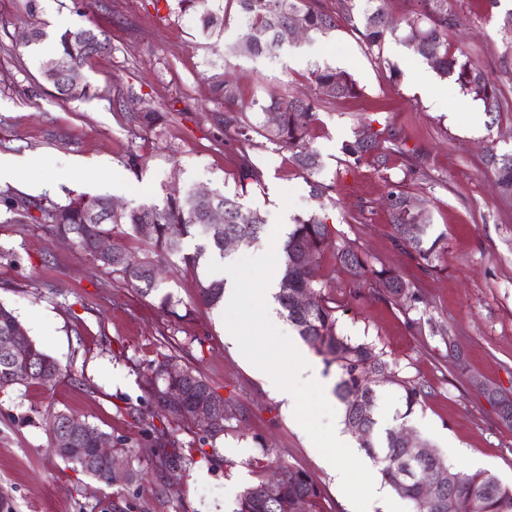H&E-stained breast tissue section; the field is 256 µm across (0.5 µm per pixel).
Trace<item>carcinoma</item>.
Wrapping results in <instances>:
<instances>
[{
    "label": "carcinoma",
    "instance_id": "1",
    "mask_svg": "<svg viewBox=\"0 0 512 512\" xmlns=\"http://www.w3.org/2000/svg\"><path fill=\"white\" fill-rule=\"evenodd\" d=\"M210 2L178 0L180 11L196 14L200 32L205 36L224 29V11L213 8ZM232 2L237 6L242 27L234 51L250 55H275L284 44L279 34L288 28L299 29L306 36H326L336 30V22L339 20L351 25L372 53L380 51L386 38L396 34V27L383 11L379 0H336L331 10L324 6L322 0ZM417 4L418 11L406 20L404 39L414 45L417 53L441 78H451L462 93L481 102L484 112L494 114L501 111L497 88L485 70L462 49L450 50L448 32L463 25L450 0H417ZM104 48L105 40L101 34L90 28L66 30L57 39L53 53L42 62L43 80L62 98L87 97L89 85L67 82L59 64L80 68ZM310 81L315 89L311 96L287 94L272 97L267 102L257 99L245 101L235 87L224 79V75L216 73L210 77L211 100L223 109L217 121L224 129L226 140L253 147L254 135L263 137L276 149L288 153L289 161L313 178L312 191L317 198L331 200L336 193V184L315 179L322 168V161L320 155L307 146L306 138L324 104L338 98L355 97L361 93V88L350 73L328 65L318 66L311 71ZM166 118L167 112L162 109L132 111L129 122L133 128L149 133ZM342 151L353 159L356 166L368 157H374L379 170L385 169L390 154H406L403 144L397 141L394 134L376 130L367 121L360 122L353 129L352 137L343 143ZM484 161L497 179L501 198L511 202L512 152L499 153L491 146ZM123 163L128 170L138 175L144 169L145 158L139 150L131 149L125 154ZM254 184H260V173L246 157L239 169L241 193L247 192ZM239 197L240 193L229 196L221 191L212 193L211 199L207 201L192 193L184 196L167 195L157 202L114 209L112 214L106 215L99 223L94 221V215L106 211L108 198L105 196L80 194L65 204L19 201L7 197L3 199V205L6 211L13 214V221L21 223L26 219L42 220L51 225L54 233L72 238L91 256L94 255L92 237H110L119 228L139 236L141 225H152V232L146 236L153 246L151 253L137 258L125 248L115 245L112 257L96 258L104 269L136 288L142 295L150 296L159 290L157 271L167 256L177 255L184 265L195 268L206 253H224V236L228 233L235 234L242 245H248L259 237L264 231L265 219L255 211L250 213L249 223H241ZM33 208L40 212V216L31 214ZM213 208L223 210V223H209V212ZM387 208L395 241L421 269H434V262L445 251L444 237L440 234L430 239L425 231L420 234L407 233V226L423 225L425 218L418 199L407 190L405 180L389 182ZM197 229L202 231L205 241L197 245L194 252H183L184 239L194 236ZM330 247L333 248L336 262L348 268L354 280L378 288L386 297L399 298L400 287L406 285L407 281L392 270L376 268L370 256L349 241L335 240V232L325 217L316 211L297 218L283 244L277 300L302 340L325 356L327 364H336L339 375L334 393L344 405L347 431L356 437L360 448L378 464L384 483L412 504L413 512H454V501L458 498L470 500L473 512H512V487L486 471H458V479L453 488L429 496V478L451 468L447 459L441 455L419 461L410 477L403 479L399 476L401 463L408 451L399 436V428L379 431L377 387L388 384L403 390L404 419L422 405L427 392L421 384L399 376L398 371L382 359L374 345L355 342L338 332L336 296L318 274V258ZM311 256L315 261H309ZM304 289L310 291L315 300L308 308L299 309L294 304V296ZM197 301L210 308L218 306L224 301V280L206 278L198 281ZM158 306L163 313L177 321L191 316L188 307L184 313L178 312L177 303L169 293L159 296ZM18 325L20 321L14 311L0 304V336L10 334ZM20 349L24 350V354L0 353L1 391L15 385H53L59 380V364L29 336L22 337ZM175 359L174 355L163 354L155 362L148 390L151 399L161 404L165 402L168 391L176 388L181 390L184 401L180 406L172 408L169 416L176 421L195 423L196 401L206 395L213 400L211 421H203L201 425L212 438L224 433V398L188 366L176 375L169 373L167 365ZM365 400L372 405V417L364 421L361 406ZM55 419L60 429L68 430L69 423H78V434L70 446L63 449L53 446L54 453L85 474L110 484L108 461L119 453V449L109 439L96 443L95 437L101 431L72 414L59 411ZM361 421L366 423V430L359 434L355 426ZM279 470L285 474L286 482L278 497L265 499L266 481L261 480L243 490L238 512H294V503L300 498L305 499L311 512H316L321 490L313 477L305 471L286 466L279 467Z\"/></svg>",
    "mask_w": 512,
    "mask_h": 512
}]
</instances>
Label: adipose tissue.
Masks as SVG:
<instances>
[{
  "label": "adipose tissue",
  "mask_w": 512,
  "mask_h": 512,
  "mask_svg": "<svg viewBox=\"0 0 512 512\" xmlns=\"http://www.w3.org/2000/svg\"><path fill=\"white\" fill-rule=\"evenodd\" d=\"M278 288L276 279H269L256 294L261 308V320L245 319L238 307L242 283L237 277H228L224 289V340L237 352L243 362L261 378L267 388L281 401L284 411L295 414L297 394L288 382L277 379L272 373L273 361L269 354L257 351L251 338L259 332L261 324L273 323L277 313L273 303V295Z\"/></svg>",
  "instance_id": "obj_1"
}]
</instances>
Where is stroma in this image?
Wrapping results in <instances>:
<instances>
[{
	"label": "stroma",
	"instance_id": "1",
	"mask_svg": "<svg viewBox=\"0 0 512 512\" xmlns=\"http://www.w3.org/2000/svg\"><path fill=\"white\" fill-rule=\"evenodd\" d=\"M452 4L463 26L449 33L450 46L464 47L508 104L496 117L482 116L476 132L470 124L479 104L452 80L437 79L441 101L417 92L415 75L427 63L399 36L374 54L342 25L329 36L287 44L275 57H255L233 49L241 28L230 0L223 32L209 37L176 0H38L34 13L29 0H0V152L43 159L39 169L0 185V198L28 199V181L51 184L48 198L60 204L79 193L118 204L157 201L167 190L239 194L240 160L249 154L261 184L239 194L240 202L262 214L267 237L279 232L283 217L319 208L337 236L410 284L412 299H389L374 286L354 287L332 254L319 261L335 288L340 333L375 345L400 376L427 393L407 416L401 390L382 386L380 427L405 425L449 462L478 459L482 470L510 485L512 429L500 425L470 379L512 392V202L501 199L484 163L488 146L512 150V34L503 27L512 0H499L494 9L486 0ZM60 16L65 25L57 24ZM34 23L47 37L29 45L23 33ZM77 27L103 33L108 47L80 69L94 96L65 100L42 80L40 66L63 29ZM324 64L350 72L362 93L325 104L310 129L308 141L322 161L318 178L336 184L334 200L321 205L287 153L269 145L244 152L225 140L207 78L223 73L243 99H266L310 93L309 73ZM392 65L400 71L395 80ZM128 89L136 100L116 104L115 96ZM164 105L171 112L158 132L132 134L127 111ZM362 119L405 143L406 155H390L386 171L344 160L342 145ZM132 147L146 159L137 176L122 163ZM411 154L421 168L407 187L424 202L428 234L447 238V252L430 273L395 242L385 206L387 181L405 179ZM97 158L109 159V169L90 167ZM263 247L259 240L228 250L224 270L167 268L163 292L193 308L178 322L160 311L155 296L114 278L75 243L43 223L12 222L0 205V303L64 371L52 386L0 392V498L13 512H236L240 493L281 464L313 476L321 489L317 512H412L394 491L378 497L381 477L366 454L349 460L351 484L342 490L314 451V441L344 415L329 390L336 366L316 356L317 383L277 358L276 372L298 387V417L289 419L225 343L223 307L195 305L198 278L230 270L243 282L241 310L256 312L254 290L274 275L258 259ZM164 353L224 397L232 414L223 435L210 439L196 425L167 422L149 399L151 366ZM58 411L85 419L139 456L135 478L109 487L51 454L48 426ZM157 426L167 427L181 447L185 461L177 468L159 465L165 451L148 441Z\"/></svg>",
	"mask_w": 512,
	"mask_h": 512
}]
</instances>
